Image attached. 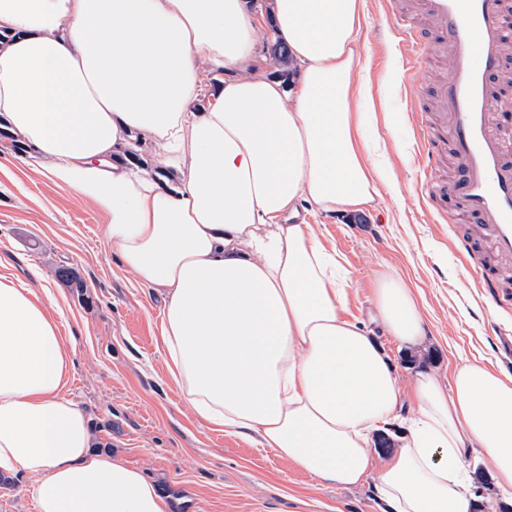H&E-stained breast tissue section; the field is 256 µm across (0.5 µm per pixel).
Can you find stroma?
Segmentation results:
<instances>
[{"label":"stroma","instance_id":"obj_1","mask_svg":"<svg viewBox=\"0 0 512 512\" xmlns=\"http://www.w3.org/2000/svg\"><path fill=\"white\" fill-rule=\"evenodd\" d=\"M359 52L369 92L362 108L377 115L365 137L389 164L392 182L363 213L301 212L349 274L345 315L370 322L378 277L401 275L422 297L426 339L414 350L379 337L403 388L423 368L449 378L459 359L472 356L512 376V348L501 336L512 313L477 287L459 255L467 231L429 205L416 163L422 134L407 97L417 93L433 109L447 68L408 60L384 0H365ZM23 157L0 129V276L49 304L73 363L64 393L88 415L95 447L152 481L168 512H375L372 484H324L192 410L168 380L162 297L123 264L92 201L46 180ZM35 482L23 472L0 475V512H37Z\"/></svg>","mask_w":512,"mask_h":512}]
</instances>
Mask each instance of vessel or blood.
<instances>
[{
  "label": "vessel or blood",
  "mask_w": 512,
  "mask_h": 512,
  "mask_svg": "<svg viewBox=\"0 0 512 512\" xmlns=\"http://www.w3.org/2000/svg\"><path fill=\"white\" fill-rule=\"evenodd\" d=\"M389 8L411 60L449 64L435 88L441 112L432 124L449 133L458 174L452 188L441 184L439 144L425 138L427 198L437 206L454 197L453 220L470 227L464 250L476 285L495 287L500 271L486 256L512 263V98L499 82L512 0H391Z\"/></svg>",
  "instance_id": "obj_1"
}]
</instances>
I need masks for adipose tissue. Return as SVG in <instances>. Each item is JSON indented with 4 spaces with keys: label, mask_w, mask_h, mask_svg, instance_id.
<instances>
[{
    "label": "adipose tissue",
    "mask_w": 512,
    "mask_h": 512,
    "mask_svg": "<svg viewBox=\"0 0 512 512\" xmlns=\"http://www.w3.org/2000/svg\"><path fill=\"white\" fill-rule=\"evenodd\" d=\"M364 0H0V121L27 164L102 213L107 239L164 299L169 378L205 421L340 487L373 482L378 512H475L481 450L512 492V376L464 359L403 389L349 278L298 205L361 213L387 172L363 128ZM272 19L300 72L268 75ZM225 78L204 85V68ZM200 111H192L193 102ZM160 148L154 165L137 140ZM375 321L424 334L416 297L378 279ZM72 362L47 305L0 276V471L35 476L38 512H166L156 487L94 448L62 389ZM400 446L371 435L400 414ZM256 39H257V43H258L259 54L262 57H264L266 60V66H267L266 71L272 76L281 77L282 79L283 78L290 79V76L292 75L293 70H294L293 63H291V65L288 67V71H287L288 75L287 76L278 75V73H281V72H277V71L280 70L281 68L274 67L272 64V55H271L272 42H271V38L269 35V25H266V27L257 31Z\"/></svg>",
    "instance_id": "adipose-tissue-1"
}]
</instances>
